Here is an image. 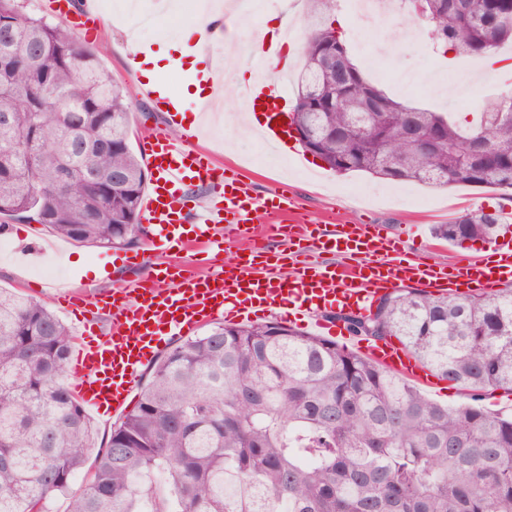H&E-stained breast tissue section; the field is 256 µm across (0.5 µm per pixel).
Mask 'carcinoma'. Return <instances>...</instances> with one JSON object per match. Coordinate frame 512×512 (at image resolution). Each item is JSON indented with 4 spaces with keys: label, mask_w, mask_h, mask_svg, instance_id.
<instances>
[{
    "label": "carcinoma",
    "mask_w": 512,
    "mask_h": 512,
    "mask_svg": "<svg viewBox=\"0 0 512 512\" xmlns=\"http://www.w3.org/2000/svg\"><path fill=\"white\" fill-rule=\"evenodd\" d=\"M293 111L301 146L338 173L512 190V96L462 125L387 95L361 73L331 17L302 0ZM442 54L493 58L512 42V0H408ZM341 56L345 74L325 68ZM385 125L365 124L369 111ZM131 105L99 52L70 29L0 0V229L35 221L89 247L148 233V171ZM433 135L415 149L412 129ZM352 131L344 149L337 139ZM75 181L55 193L60 171ZM500 215L433 227L453 244L498 236ZM352 336L397 339L467 402L448 407L371 359L278 321L215 323L169 346L97 448L67 381L72 335L44 304L0 289V512H512V416L482 405L512 391V288L467 296L398 288ZM90 468L78 489L74 476Z\"/></svg>",
    "instance_id": "carcinoma-1"
}]
</instances>
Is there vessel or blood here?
<instances>
[{
	"mask_svg": "<svg viewBox=\"0 0 512 512\" xmlns=\"http://www.w3.org/2000/svg\"><path fill=\"white\" fill-rule=\"evenodd\" d=\"M73 26L90 30L98 22L95 0L72 11L70 0H54ZM194 133L173 138L158 129L142 148L152 171L142 211L163 245L204 253L211 271L197 278L176 262L150 263L149 286L135 293L112 291V326L101 332L92 300L79 286L64 284L57 296L81 324L73 365V392L97 414L129 406L143 366L171 338L223 318L237 323L270 316L335 337L337 310L367 312L375 298L408 284L448 294H486L512 284V235L498 239L482 257L451 268L415 254L404 240L381 235L366 224H311L295 217L286 187L254 196L238 172L216 166L194 142ZM212 190V204L192 203L194 186ZM264 222L251 225L253 212ZM281 243L267 252L265 240ZM235 248L236 264L224 263L218 250ZM377 364L404 377L425 380V371L391 343L366 345Z\"/></svg>",
	"mask_w": 512,
	"mask_h": 512,
	"instance_id": "obj_1",
	"label": "vessel or blood"
}]
</instances>
